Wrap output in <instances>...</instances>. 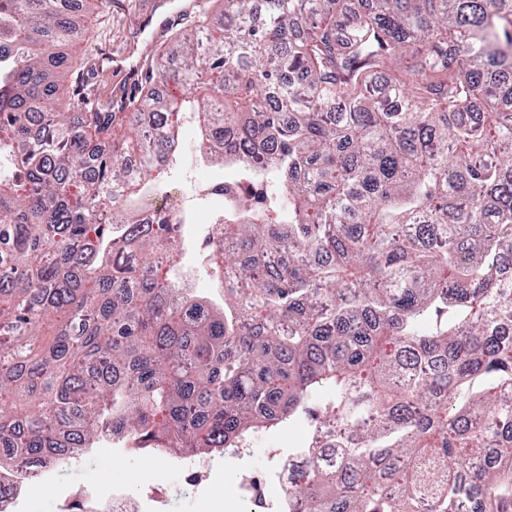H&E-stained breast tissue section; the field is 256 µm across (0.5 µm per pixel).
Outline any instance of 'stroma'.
<instances>
[{
  "label": "stroma",
  "mask_w": 512,
  "mask_h": 512,
  "mask_svg": "<svg viewBox=\"0 0 512 512\" xmlns=\"http://www.w3.org/2000/svg\"><path fill=\"white\" fill-rule=\"evenodd\" d=\"M144 0H112V9L96 20L98 39L95 46L74 44L70 55L80 58L83 64L82 83L88 84L100 101L116 98L125 85L120 78L112 81L100 80L96 74L95 61L98 46L109 47L113 54L125 52L129 35L136 28L134 16L142 12ZM232 169L197 168L195 178H186L182 173L158 172L153 179L154 205L169 210H178L186 200L196 199L199 216L196 222L183 229L185 274L193 279L197 295L212 293V283L203 270L204 262L198 249L208 228V213L213 210L212 199L199 198V180L211 178H233ZM271 445L254 449L243 463L252 471L272 474L287 457L289 450L296 448L301 439L297 430L280 428L270 434ZM195 459L209 463L210 478L194 485L184 479L181 466L182 454L153 457L134 452L120 439H104L99 446L75 457L62 467L46 466L42 479L28 483L13 506V512H62L63 505L73 490L81 489L93 495H101L118 486L132 498L143 501L147 512H227L237 508L238 512H249L247 505H236L229 492L234 477L228 469L227 456L195 452Z\"/></svg>",
  "instance_id": "35a3bbf8"
}]
</instances>
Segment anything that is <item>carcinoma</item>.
Here are the masks:
<instances>
[{
	"label": "carcinoma",
	"instance_id": "carcinoma-1",
	"mask_svg": "<svg viewBox=\"0 0 512 512\" xmlns=\"http://www.w3.org/2000/svg\"><path fill=\"white\" fill-rule=\"evenodd\" d=\"M95 1L0 0V475L108 432L229 455L302 420L290 510L505 512L512 0H224L113 111L60 97ZM188 118L241 173L208 236L220 308L146 221Z\"/></svg>",
	"mask_w": 512,
	"mask_h": 512
}]
</instances>
